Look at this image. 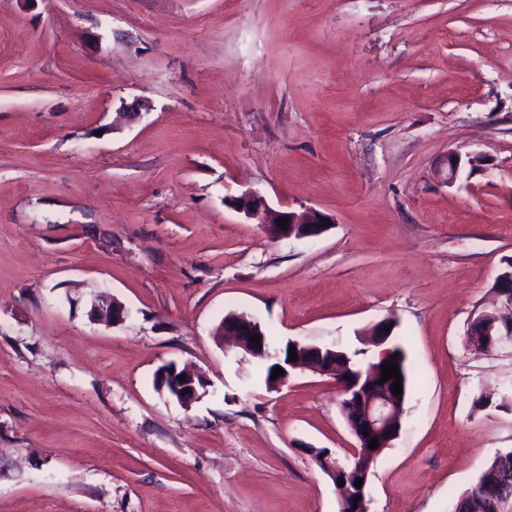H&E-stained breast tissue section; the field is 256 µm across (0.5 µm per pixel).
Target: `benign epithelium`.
<instances>
[{"instance_id":"obj_1","label":"benign epithelium","mask_w":512,"mask_h":512,"mask_svg":"<svg viewBox=\"0 0 512 512\" xmlns=\"http://www.w3.org/2000/svg\"><path fill=\"white\" fill-rule=\"evenodd\" d=\"M229 205L239 212L244 213L248 219H255L265 225L268 233L277 239L283 238H307L316 237L326 231L325 222L331 217L318 210H311L305 214H296L292 211L274 210L268 206L263 197L257 194H245L233 198ZM287 218L288 224L282 228L277 220ZM105 301L104 308L97 309L95 316L105 323L118 324L124 317L123 305L107 296H101ZM390 324V319L385 318L374 325L372 335L376 339L372 344L383 347L379 360H384L390 348L386 344L392 336V331L385 329ZM222 334L233 338L236 347L243 353L253 358H269L278 361L284 375L271 381V385L277 386L284 383L288 377L296 371L311 370L325 375H332L339 384V407L342 414L360 409L357 423L348 425V428L357 441V447L367 448L372 439H378V447L389 448L391 442L396 439L403 426L404 407L406 394L400 395L392 392L395 379L391 378L384 383H379L382 372L377 367L370 368L365 375L354 381L346 375L348 366L336 364V351L325 350L320 346L302 344L298 341H290V344L311 352L307 361L283 362L279 351L271 350L267 337L261 324L254 318L243 313H230L224 317ZM261 336L260 343L250 341L253 335ZM468 335L471 336V345H482L485 349H491L504 340L512 338V316L503 318L492 312H481L474 316L469 324ZM185 378L175 379L174 388L178 392L179 401L188 405L199 398L197 377L191 373L183 372ZM325 472L331 476L335 483H344L341 487L339 512H367L366 487L367 478H362V487L347 480L346 465L338 458L331 457L325 461Z\"/></svg>"}]
</instances>
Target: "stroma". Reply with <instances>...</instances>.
I'll return each mask as SVG.
<instances>
[{"label": "stroma", "mask_w": 512, "mask_h": 512, "mask_svg": "<svg viewBox=\"0 0 512 512\" xmlns=\"http://www.w3.org/2000/svg\"><path fill=\"white\" fill-rule=\"evenodd\" d=\"M451 151L484 163L446 183ZM249 191L334 223L270 238L226 204ZM507 256L512 0H0V512H339L334 379L266 388L230 313L359 363L394 317L411 385L368 509L452 512L512 451V342L467 336Z\"/></svg>", "instance_id": "obj_1"}]
</instances>
